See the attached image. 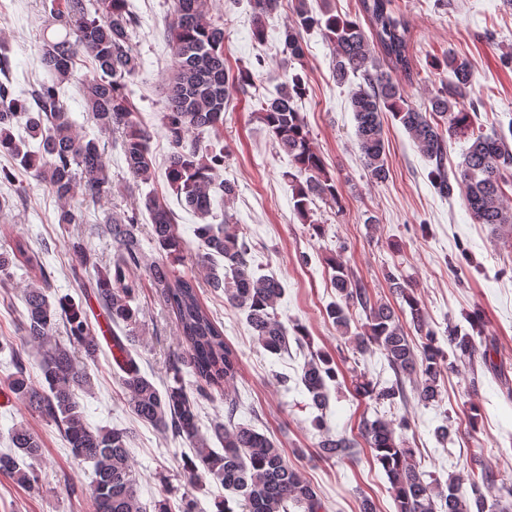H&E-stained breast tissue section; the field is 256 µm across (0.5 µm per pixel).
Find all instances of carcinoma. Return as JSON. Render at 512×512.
Returning a JSON list of instances; mask_svg holds the SVG:
<instances>
[{
    "label": "carcinoma",
    "instance_id": "1",
    "mask_svg": "<svg viewBox=\"0 0 512 512\" xmlns=\"http://www.w3.org/2000/svg\"><path fill=\"white\" fill-rule=\"evenodd\" d=\"M254 40L266 39V19L277 12L280 0H250ZM393 0H361L369 30L355 20L343 19L328 11L314 14L306 0H295L292 23L284 31V52L288 61H300L304 49L300 32L317 29L333 48L332 72L342 85L360 76L364 84L352 92L350 106L356 122L357 144L369 179L382 183L389 177L387 136L384 115L391 114L423 154L434 162L430 178L437 191L448 198L460 193L476 224H511L512 214L503 206V185L512 174V145L503 135L475 131L472 111L460 99L473 86L470 64L450 53L444 66L451 73L448 84L429 99L428 107L415 109L406 103L401 80L396 74L410 75V32L407 23L392 7ZM44 12L57 26V34L46 38L40 61L51 74L31 92L32 102L13 96L10 87L0 83V154L10 156L25 170L34 173L59 198H67L75 178H80L84 195L93 200L112 196L104 150L96 138H79L72 133L68 112L63 108V86L78 80L79 90L97 127L122 134L121 146L127 170L138 182L154 178L150 134L137 118L138 109L127 89V78L139 69L140 60L132 45L138 18L129 0H43ZM211 0H173L167 23L173 63L166 78V105L161 126L172 145L165 178L181 206L205 220L195 228L197 260L209 267L208 286L224 294V302L246 312L254 340L272 355L288 352V328L278 319L276 306L283 296L281 282L270 276H256L248 260L251 244L247 237L221 224L207 222L212 216V192L226 198L235 194V185L217 181L224 166V149L203 145L202 138L218 134L224 127V110L229 84L241 88L251 84L250 70L231 75L224 65V16H212ZM389 61L393 72L375 64L372 47ZM88 60L89 72L75 78L77 60ZM304 91V78L293 73L274 97L260 98L253 114L267 127L278 149L288 155L294 172V209L310 218V205L316 200H336V180L326 170L321 156L313 149L306 123L296 99ZM23 128L27 136L16 137ZM464 138L469 146L455 168L445 164L447 140ZM38 141L30 149L28 140ZM143 206L151 220V240L160 253L179 257L187 243L177 233L174 212L165 199L149 193ZM139 213L108 218L100 233L118 244L110 263L104 267L82 243L69 249L74 258L72 271L79 275L92 268L94 282L89 294L105 311L124 337L114 336L116 347L125 354L118 368L126 392V404L141 422L161 431H172L193 449L184 465V477L198 482L209 475L221 483L228 496L217 503V512H325L319 490L301 476L265 434L252 425L235 421L238 410L229 397L240 371L236 351L224 339V329L212 312L199 300V284L192 275L181 274L162 259L148 260L135 236ZM28 254L26 242L17 240L0 252V285L8 284L14 261ZM223 262H218V259ZM332 285L336 302L325 309L326 316L353 349L364 353L377 349L387 360L395 380L379 386L356 378L354 391L361 399L394 407L407 398L405 382L413 380L414 396L424 405L441 401L444 372L473 367L482 353L483 364L492 373L500 366L489 346L479 350L484 318L475 308L464 314V322L448 325L443 349L437 331L431 327L418 299L410 292L403 275H388L390 288L406 303L397 310L392 304L372 299L368 288L337 260L331 261ZM142 269L152 287L176 319L181 352L171 360L173 383L164 390L146 377L124 341L135 337L141 309L135 305ZM49 286L42 283L24 291L26 309L23 340L43 348L40 370L44 384L36 385L27 375L26 365L12 351L15 372L7 387L25 408L44 415L63 432L71 454L89 462L93 478L89 489L94 512H146L138 499L136 474L128 428H91L85 421L75 392L91 386L88 362H94L99 343L89 334L82 299L70 295L51 301ZM366 314V323L351 329L353 310ZM410 315V324L402 316ZM66 322L68 344L50 340L59 322ZM412 327L421 343H415L407 327ZM195 379L197 397H190L183 374ZM335 361L326 354H314L301 369L299 383L306 390L309 407L315 409L314 426L321 432L317 453L327 460H343L353 454L356 442L336 437L325 430L324 416L329 405L328 383L336 381ZM224 396L227 421L213 425L214 437L222 451L210 447L198 426V398ZM408 419L392 424L378 417L364 419L361 432L390 483L396 512H501V499L488 500L494 488V475L481 461L467 474L448 476L441 482L422 470L415 449L409 446ZM459 428L446 419L435 429L441 443L454 442ZM11 449L0 453V474L20 485L37 481L31 462L42 456V444L27 427L17 425L10 433ZM480 472H475V467Z\"/></svg>",
    "mask_w": 512,
    "mask_h": 512
}]
</instances>
